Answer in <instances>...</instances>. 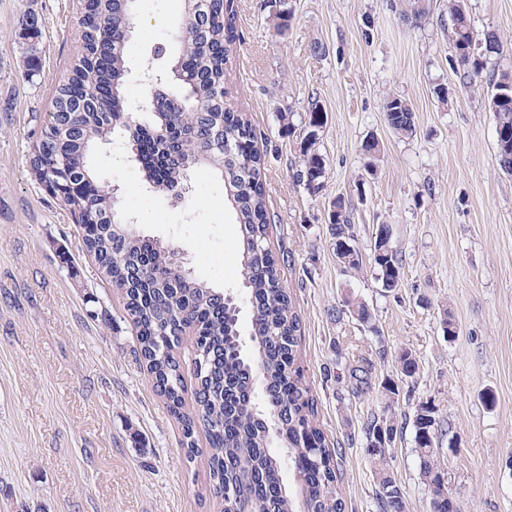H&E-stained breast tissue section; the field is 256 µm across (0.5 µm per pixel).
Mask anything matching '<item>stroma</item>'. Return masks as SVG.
I'll return each instance as SVG.
<instances>
[{
  "mask_svg": "<svg viewBox=\"0 0 512 512\" xmlns=\"http://www.w3.org/2000/svg\"><path fill=\"white\" fill-rule=\"evenodd\" d=\"M76 3L0 0V512H217L206 440L186 458L181 426L139 364L120 294L31 168L55 89L80 55ZM286 3L280 30L271 0H233L224 89L264 158L269 246L288 257L280 277L302 322L298 362L318 423L338 447L344 512H381L363 424L381 413L389 381L399 393L388 464L403 512H430L405 423L423 403L446 430L439 457L461 512H512V174L497 162L483 92L457 72L448 0H430L418 23L404 17V0ZM467 9L477 37L502 42L488 71L512 70V0H467ZM133 10L125 95L144 104L150 90L139 74L165 69L183 0H169L159 20L155 0H135ZM29 22L39 30L32 45L22 37ZM439 87L447 99L436 97ZM391 95L412 104L415 136L388 127ZM315 104L326 114L317 148L327 172L312 194L293 173L300 124ZM282 112L292 113L295 135L282 130ZM370 138L381 148L371 173ZM95 165L143 233L184 252L198 278L239 285V228L221 181L194 169L179 200L150 191L109 145H99ZM339 195L353 207L363 257L378 225L392 226L398 288L384 290L368 265L343 272L329 223ZM350 293L369 307L371 324L344 312ZM404 349L419 362L415 377L398 371ZM357 365L369 373L362 387L349 377Z\"/></svg>",
  "mask_w": 512,
  "mask_h": 512,
  "instance_id": "1",
  "label": "stroma"
}]
</instances>
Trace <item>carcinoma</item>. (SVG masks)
<instances>
[{
    "label": "carcinoma",
    "instance_id": "obj_1",
    "mask_svg": "<svg viewBox=\"0 0 512 512\" xmlns=\"http://www.w3.org/2000/svg\"><path fill=\"white\" fill-rule=\"evenodd\" d=\"M448 13L463 80L478 90L489 87L486 107L494 122L512 126V70L484 79L485 54L498 48L495 37L479 46L464 0H448ZM121 17L134 20L131 0H83L79 35L88 56L56 88L53 114L32 156L33 174L41 183L66 176L74 183V194L63 200L98 272L120 291L137 330L139 360L182 425L187 457L197 453V427H204L210 448L209 492L222 512H297L295 497L282 479L290 459L301 475L304 512H343L336 451L319 427L317 405L297 366L300 318L268 244L263 161L246 114L228 104L222 92L233 43L230 13L224 0H210L206 6L184 0L179 50L165 69L166 79L179 90L157 98L150 121L134 127L124 96L129 68L127 38L116 27ZM383 109L393 133H416L414 109L407 100L392 95ZM108 123L128 131L126 157L141 166L145 183L155 192L171 191L189 170L202 166L231 187L230 208L240 228L239 288L250 299L247 340H241L233 304L217 307L220 289L190 272H175L177 252L169 243L109 220L112 197L98 191L94 165L98 134ZM163 124L168 128L160 137L156 128ZM217 131L224 136L222 150L213 147ZM316 144L313 139L301 146L294 174L314 194L322 190L326 171ZM496 158L503 170L512 172V142L496 144ZM331 208L336 259L345 271H358L363 258L354 245L351 205L338 196ZM391 239V225L380 224L371 248L375 279L387 291L402 270ZM346 304L359 322L371 323L364 302L349 296ZM185 333L192 334L186 356L179 352ZM397 364L407 377L419 368L416 355L407 349L398 354ZM189 377L194 379L191 411L185 410ZM384 390L382 415L364 422L368 441L383 427L394 430L396 389L386 385ZM409 423L421 480L432 494L431 512H460L438 461L444 434L434 409L420 407ZM368 454L383 512H401L402 489L385 450Z\"/></svg>",
    "mask_w": 512,
    "mask_h": 512
}]
</instances>
